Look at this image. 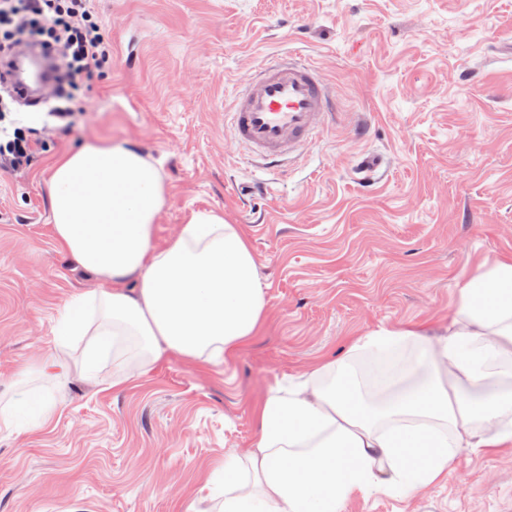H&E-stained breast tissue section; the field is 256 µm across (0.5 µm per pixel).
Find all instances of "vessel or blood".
I'll use <instances>...</instances> for the list:
<instances>
[{
	"label": "vessel or blood",
	"mask_w": 512,
	"mask_h": 512,
	"mask_svg": "<svg viewBox=\"0 0 512 512\" xmlns=\"http://www.w3.org/2000/svg\"><path fill=\"white\" fill-rule=\"evenodd\" d=\"M42 55L39 49H21L0 64L16 96L31 105L40 103L47 84L46 73H29L31 60ZM334 116L321 71L293 58L265 60L235 92L228 114L239 145L271 163L298 154Z\"/></svg>",
	"instance_id": "b4317fda"
}]
</instances>
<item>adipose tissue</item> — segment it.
<instances>
[{
    "instance_id": "adipose-tissue-1",
    "label": "adipose tissue",
    "mask_w": 512,
    "mask_h": 512,
    "mask_svg": "<svg viewBox=\"0 0 512 512\" xmlns=\"http://www.w3.org/2000/svg\"><path fill=\"white\" fill-rule=\"evenodd\" d=\"M165 177L139 151L86 144L50 178L57 244L94 275L95 290L60 312L39 370L92 381L104 365L120 387L171 357L219 363L252 339L266 313L256 260L238 225L193 213L154 244ZM410 351L372 400L360 359ZM56 400L21 387L0 403V428L45 424ZM247 453L224 457L211 512H344L357 497L410 495L441 480L458 448L512 447V255L461 290L441 333L382 327L344 357L270 388Z\"/></svg>"
}]
</instances>
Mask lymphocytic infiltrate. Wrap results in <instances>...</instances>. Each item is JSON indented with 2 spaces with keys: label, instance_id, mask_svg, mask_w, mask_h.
<instances>
[{
  "label": "lymphocytic infiltrate",
  "instance_id": "f902f5d3",
  "mask_svg": "<svg viewBox=\"0 0 512 512\" xmlns=\"http://www.w3.org/2000/svg\"><path fill=\"white\" fill-rule=\"evenodd\" d=\"M21 42L49 47L59 61L52 117L70 125L79 95L112 64V38L92 0H0V47ZM10 112L0 99V167H29L38 149L29 128L6 127Z\"/></svg>",
  "mask_w": 512,
  "mask_h": 512
}]
</instances>
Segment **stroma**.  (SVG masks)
Segmentation results:
<instances>
[{
    "instance_id": "stroma-1",
    "label": "stroma",
    "mask_w": 512,
    "mask_h": 512,
    "mask_svg": "<svg viewBox=\"0 0 512 512\" xmlns=\"http://www.w3.org/2000/svg\"><path fill=\"white\" fill-rule=\"evenodd\" d=\"M112 68L23 171L0 169V393L96 286L58 248L47 182L92 142L160 161L156 246L192 213L248 238L265 319L220 365L170 358L123 387L39 374L55 420L0 430V512H186L255 400L386 325L445 326L462 287L512 255V0H95ZM326 75L336 119L289 163L247 160L226 117L269 57ZM344 512H512V447L459 448L440 482Z\"/></svg>"
}]
</instances>
